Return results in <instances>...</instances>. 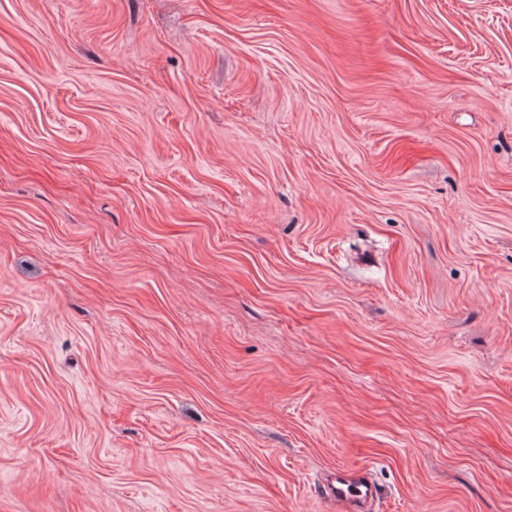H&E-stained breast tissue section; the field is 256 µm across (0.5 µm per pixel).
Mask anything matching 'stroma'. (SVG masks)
Returning a JSON list of instances; mask_svg holds the SVG:
<instances>
[{
	"instance_id": "stroma-1",
	"label": "stroma",
	"mask_w": 512,
	"mask_h": 512,
	"mask_svg": "<svg viewBox=\"0 0 512 512\" xmlns=\"http://www.w3.org/2000/svg\"><path fill=\"white\" fill-rule=\"evenodd\" d=\"M512 512V0H0V512ZM321 491L327 499L352 512L371 510L380 495L377 484L365 467L336 470L322 485Z\"/></svg>"
}]
</instances>
